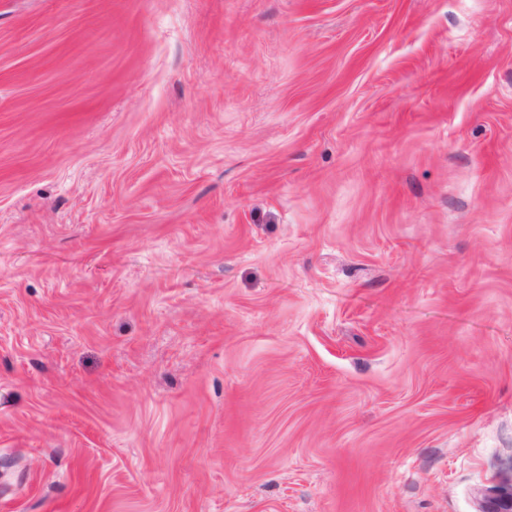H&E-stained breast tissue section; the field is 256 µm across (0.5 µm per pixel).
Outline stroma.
Masks as SVG:
<instances>
[{
    "label": "stroma",
    "mask_w": 512,
    "mask_h": 512,
    "mask_svg": "<svg viewBox=\"0 0 512 512\" xmlns=\"http://www.w3.org/2000/svg\"><path fill=\"white\" fill-rule=\"evenodd\" d=\"M512 498V0H0V512Z\"/></svg>",
    "instance_id": "obj_1"
}]
</instances>
